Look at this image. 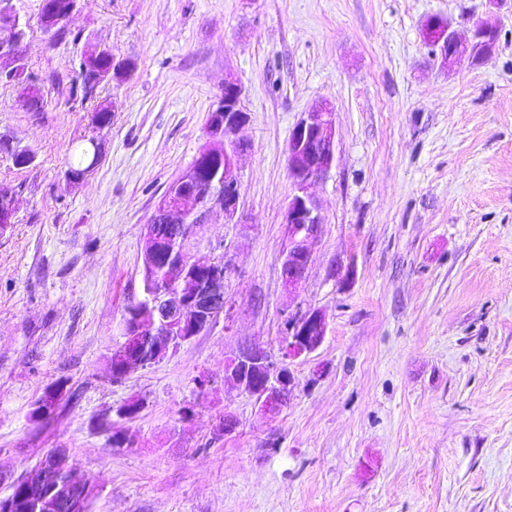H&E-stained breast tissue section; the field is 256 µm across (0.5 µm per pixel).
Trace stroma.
<instances>
[{
    "instance_id": "35a3bbf8",
    "label": "stroma",
    "mask_w": 512,
    "mask_h": 512,
    "mask_svg": "<svg viewBox=\"0 0 512 512\" xmlns=\"http://www.w3.org/2000/svg\"><path fill=\"white\" fill-rule=\"evenodd\" d=\"M13 4L45 109L0 81V137L34 157L0 158L16 199L0 229V497L64 448L74 478L101 488L91 512H512V0H79L49 31L42 0ZM431 16L463 39L495 21L497 45L441 66L422 36ZM101 44L135 68L85 99L79 65ZM228 77L251 114L246 221L214 212L187 245L231 256L227 315L112 383L146 226L205 145ZM323 99L336 156L291 295L287 145ZM101 103L99 162L70 184ZM291 309L322 310L327 336L268 416L225 383L224 361L246 343L277 352ZM61 381L76 399L30 423ZM134 396L131 444L113 447L110 421Z\"/></svg>"
}]
</instances>
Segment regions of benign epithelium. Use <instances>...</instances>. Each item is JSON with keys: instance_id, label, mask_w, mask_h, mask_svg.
<instances>
[{"instance_id": "1", "label": "benign epithelium", "mask_w": 512, "mask_h": 512, "mask_svg": "<svg viewBox=\"0 0 512 512\" xmlns=\"http://www.w3.org/2000/svg\"><path fill=\"white\" fill-rule=\"evenodd\" d=\"M77 5L78 0H42L40 21L49 28L69 17ZM438 31L441 36L436 40ZM496 31L493 22L485 21L475 27L471 39L463 40L441 17H429L422 25L424 40L433 45L434 55L445 65L463 61L471 50L482 53L493 50ZM21 67L20 45L1 44L0 74L15 76ZM131 70L127 60L114 54L112 69L97 72L95 77L102 82L124 79ZM242 96L237 80L224 81V100L217 108L221 118L208 123L206 131L205 162L211 168L210 181L202 190H185L184 185L195 182L196 178L195 170L190 168L172 183V190L157 205L147 224L142 275H148L160 258L157 223L173 227L169 248L172 254L185 250V225L205 224L215 210L223 212L226 224L244 223L240 212L238 161L246 143L239 133L249 124L250 114L242 105ZM335 154L334 109L329 101L323 100L303 113L288 141L292 192L282 215V223L288 229V248L281 259V277L290 294L300 287L309 270L310 244L323 224L312 185L332 168ZM15 210V199L0 193V224L12 223ZM230 266L231 258L227 254L222 261L200 257L173 263L167 269L164 286L150 290L151 323H143L138 312L124 317V342L109 358L114 382H123L136 369L167 358L182 344L210 331L224 315V280ZM285 324L287 332L278 357L246 345L224 363V380L254 398L266 414L278 413L297 387L291 364L317 351L327 336L326 317L319 310L290 311ZM66 395L65 387L47 390L32 405L31 422L36 425L47 422ZM143 406L142 400L133 398L120 405L115 414L126 421L139 415ZM66 458V449H53L55 471L34 473L21 483H13L12 488L18 487L20 491L0 497V512H13L18 500L28 498L35 499V512H54L60 498L74 512H85L87 503L99 496L100 489L75 481L66 467Z\"/></svg>"}]
</instances>
